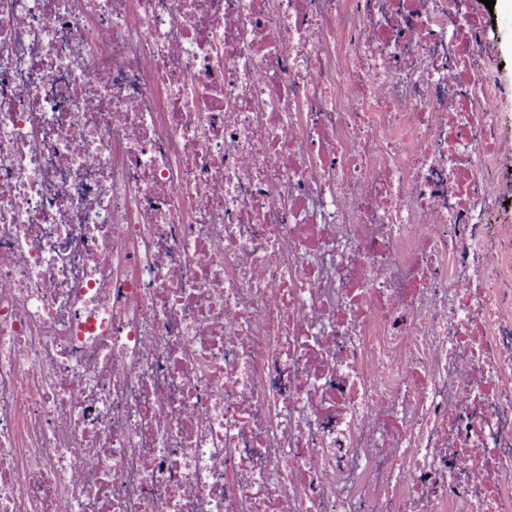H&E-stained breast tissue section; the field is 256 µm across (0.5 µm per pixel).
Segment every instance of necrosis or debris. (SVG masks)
<instances>
[{"mask_svg":"<svg viewBox=\"0 0 512 512\" xmlns=\"http://www.w3.org/2000/svg\"><path fill=\"white\" fill-rule=\"evenodd\" d=\"M486 36L0 0V512H512Z\"/></svg>","mask_w":512,"mask_h":512,"instance_id":"4bbe7bcc","label":"necrosis or debris"}]
</instances>
